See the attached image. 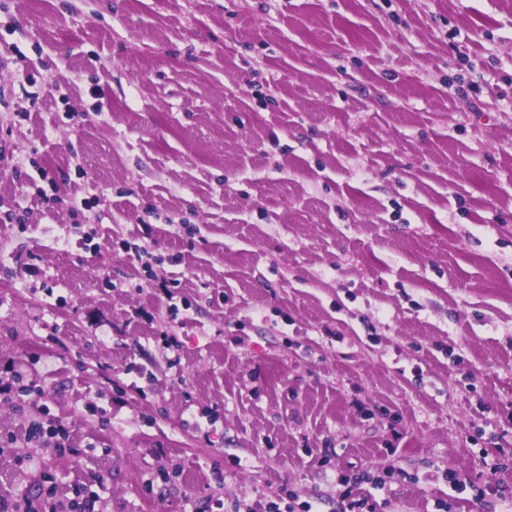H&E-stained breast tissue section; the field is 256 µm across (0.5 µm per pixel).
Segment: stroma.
Instances as JSON below:
<instances>
[{
	"instance_id": "35a3bbf8",
	"label": "stroma",
	"mask_w": 512,
	"mask_h": 512,
	"mask_svg": "<svg viewBox=\"0 0 512 512\" xmlns=\"http://www.w3.org/2000/svg\"><path fill=\"white\" fill-rule=\"evenodd\" d=\"M0 56L1 498L512 512V0H0ZM45 437L50 439L56 438L58 448H67L64 442L68 439V430L63 424L49 420L46 425L44 423H35L29 426L26 434L28 442L40 441Z\"/></svg>"
}]
</instances>
